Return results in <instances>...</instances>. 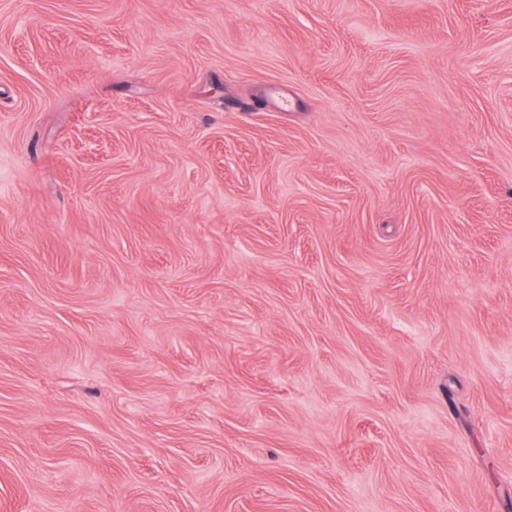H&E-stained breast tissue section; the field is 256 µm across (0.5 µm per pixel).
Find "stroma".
Listing matches in <instances>:
<instances>
[{"instance_id": "obj_1", "label": "stroma", "mask_w": 512, "mask_h": 512, "mask_svg": "<svg viewBox=\"0 0 512 512\" xmlns=\"http://www.w3.org/2000/svg\"><path fill=\"white\" fill-rule=\"evenodd\" d=\"M0 512H512V0H0Z\"/></svg>"}]
</instances>
